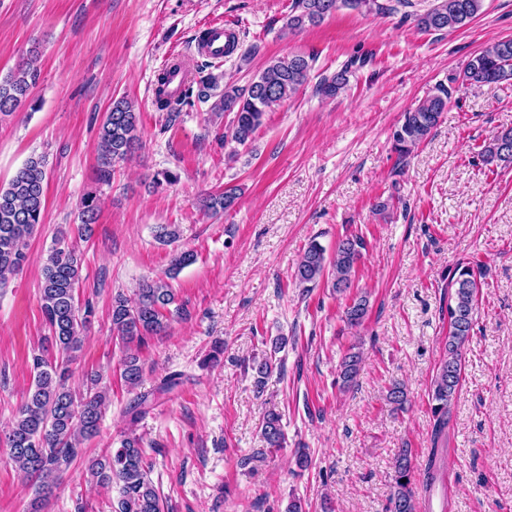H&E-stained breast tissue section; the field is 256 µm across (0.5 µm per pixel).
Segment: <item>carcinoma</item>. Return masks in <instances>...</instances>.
Instances as JSON below:
<instances>
[{"instance_id":"obj_1","label":"carcinoma","mask_w":512,"mask_h":512,"mask_svg":"<svg viewBox=\"0 0 512 512\" xmlns=\"http://www.w3.org/2000/svg\"><path fill=\"white\" fill-rule=\"evenodd\" d=\"M484 0H437L425 13L418 15L417 25L424 32L457 29L468 25L482 10ZM345 7L364 14L381 15L388 7L379 0H293V14L288 17L291 32L307 25H317L326 17ZM315 57L302 53L273 58L245 88L224 85V92L214 102L212 110L234 113L231 141L248 145L262 126L265 114L274 106L295 95L311 78ZM355 61L347 62L332 74H320L314 85L315 93L323 98L336 97L349 83ZM174 70L163 68L158 74L155 103L167 111L166 124L180 117V110L194 101L206 102L219 87L220 75L189 77L181 94L175 98L166 93L169 76ZM461 84H484L512 81V38L502 39L474 54L460 74ZM38 69L26 61L5 79H0V113L18 109L36 84ZM448 107V91L432 95L416 108L405 113L401 125L393 132V150L398 160L405 159L437 126ZM140 140L139 116L134 105L125 98L112 101L99 128L98 149L101 179H110L112 165L127 159ZM479 156L484 164L512 165V128L504 129L489 140ZM45 159L29 157L7 186H0V289L7 286L9 276L28 260L27 240L43 223L45 207ZM238 198L237 188L228 187L209 195L204 206L214 216L231 209ZM96 198L82 201L81 223L60 230L53 245L40 258L42 282L39 289L41 311L51 332L56 349L54 359L41 355L32 359L33 381L14 422L5 433L3 442L11 462L38 482V499L45 500L57 485L59 474L82 456L81 438L97 432L103 410L108 404L107 388L99 386V377H90V386L83 394L74 393L67 385L69 364L81 350L82 338L93 314L91 307L79 308L76 293L80 287L81 259L73 240H85L96 223ZM156 239L167 245L176 242V224L157 226ZM365 249L364 241L355 236L340 240L331 255L316 240H311L298 261L294 278L301 288L309 290L326 281L335 293L351 286L352 273ZM195 261L194 253H173L164 278H147L131 304L120 293L112 297V332L127 350L122 378L135 387L142 379L139 358L132 347L140 346L148 336L166 332L170 316L187 314L177 303L170 279L183 267ZM481 267L468 259L457 262L448 275V340L444 357L437 367L432 383V452L421 469L422 484L430 491L441 478L437 449L448 444V418L451 406L461 386L462 351L473 331L477 297L481 288ZM369 301L360 295L344 310L350 326L362 324L368 313ZM361 352L351 347L342 358L337 384L351 387L359 374ZM273 356L253 358L250 368L257 388H262L273 371ZM262 436L268 448H281L285 434L281 417L270 412L264 418ZM394 484L389 501L390 512H417L413 480L415 464L411 449L403 448L393 461ZM141 438L129 434L120 440L112 452L91 460L88 474L91 481L103 489L118 486L119 499L114 512H163L162 499L148 478Z\"/></svg>"}]
</instances>
